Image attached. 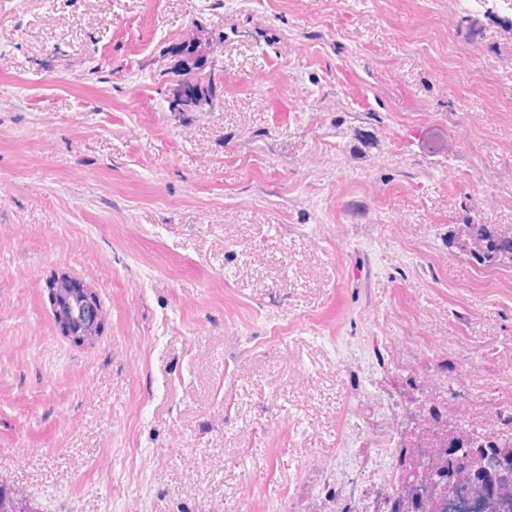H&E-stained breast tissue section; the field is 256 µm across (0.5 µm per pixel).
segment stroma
<instances>
[{"instance_id":"obj_1","label":"stroma","mask_w":512,"mask_h":512,"mask_svg":"<svg viewBox=\"0 0 512 512\" xmlns=\"http://www.w3.org/2000/svg\"><path fill=\"white\" fill-rule=\"evenodd\" d=\"M216 91L174 112L191 29ZM512 11L467 0H0V482L37 512H334L409 445L512 413ZM90 284L94 344L48 282ZM456 239L473 263L512 267V228L502 230L486 224H462ZM51 282L53 287L50 289V291L53 292L56 302L54 305V317L58 329L62 334L66 332L68 337H70L73 341L80 340L83 343V341H85V336L82 334L83 330L80 328L76 333L73 332L72 328H74L75 325L72 322L71 314L66 311L65 304L69 297H71L73 294L80 295L83 298V302L88 307V310L91 309L94 313V324L103 325L105 320L104 313L101 312L96 305L94 299L95 293L93 289L86 284L77 281L66 273L55 275ZM58 297L63 301L62 306H60L58 303ZM374 455L370 460L371 471L378 484L381 486H393L399 484L400 474L392 465H384L383 459L395 457L401 450L396 435L391 431H382Z\"/></svg>"}]
</instances>
